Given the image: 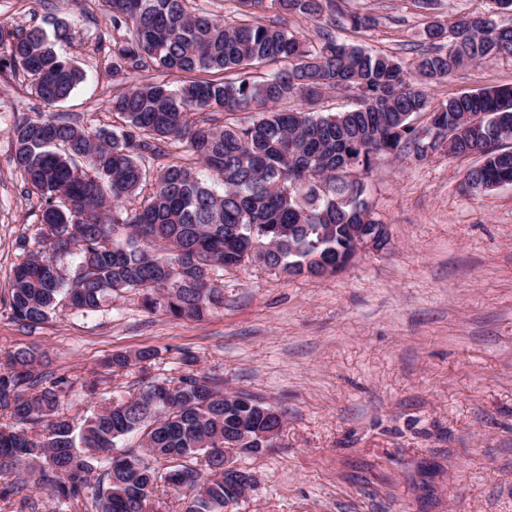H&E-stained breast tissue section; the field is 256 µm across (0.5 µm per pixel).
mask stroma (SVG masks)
<instances>
[{"instance_id": "35a3bbf8", "label": "stroma", "mask_w": 512, "mask_h": 512, "mask_svg": "<svg viewBox=\"0 0 512 512\" xmlns=\"http://www.w3.org/2000/svg\"><path fill=\"white\" fill-rule=\"evenodd\" d=\"M373 28L342 40L415 58L429 16L485 12L486 0H341ZM66 21L60 53L87 79L56 110L85 126L111 125L119 93L91 44L111 31L105 4L0 0V25ZM512 84V59L456 71L429 86L432 103ZM23 74L0 75V354L32 348L41 374L73 385L63 406L80 419L137 392L149 377L197 372L224 380L284 415L274 447L237 459L256 483L232 512H512V185L461 191L472 157L440 149L379 158L367 198L391 247L364 252L341 274L288 278L258 263L224 272V306L204 320L147 312L126 293L100 311L60 308L29 329L8 288L36 245L39 201L10 161L8 128L45 111ZM155 350L150 364L140 350ZM116 354L130 356L120 370Z\"/></svg>"}]
</instances>
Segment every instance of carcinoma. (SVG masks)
<instances>
[{
    "label": "carcinoma",
    "instance_id": "1",
    "mask_svg": "<svg viewBox=\"0 0 512 512\" xmlns=\"http://www.w3.org/2000/svg\"><path fill=\"white\" fill-rule=\"evenodd\" d=\"M112 43L93 51L123 86L110 100L118 126L89 130L57 112L16 119L11 163L40 199V241L15 266L9 309L24 327L61 305L87 315L125 292L146 309L201 320L224 303V270L257 262L288 276L319 279L359 254L355 231L382 252L387 225L372 216L365 175L380 155L427 157L420 115L448 134L449 155L475 156L464 190L476 195L512 184V86L481 88L433 106L424 86L472 64L512 57V25L472 14L425 24L426 50L408 65L348 44L338 29L369 28L371 18L339 0H232L248 9L228 22L190 0H107ZM312 21L309 41L264 13ZM68 38L38 25L0 27V73L21 72L48 107L69 98L86 74L59 55ZM262 68L268 69L258 75ZM186 77L179 85L145 72ZM331 91L354 109L320 112ZM251 112L217 124L193 114ZM132 208L123 200L146 182ZM38 354L20 349L0 362V502L38 512L27 484L58 507L151 512L164 482L184 512H224L255 483L245 470L224 485V440L248 434L241 453L261 452L265 404L224 395L216 376L192 369L175 381L148 378L129 398L81 421L60 414L71 383L38 373ZM129 436L139 445L114 458ZM168 463L161 472L155 462Z\"/></svg>",
    "mask_w": 512,
    "mask_h": 512
}]
</instances>
